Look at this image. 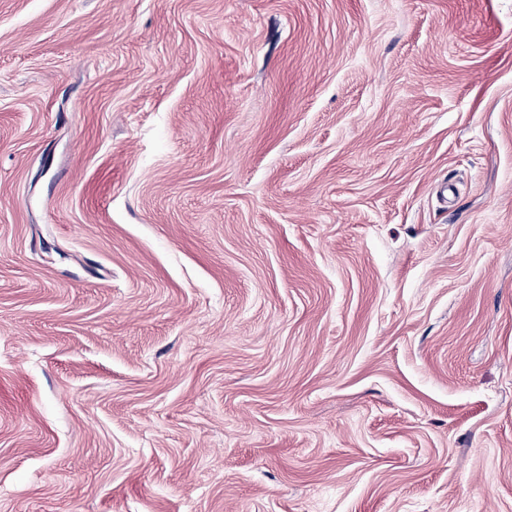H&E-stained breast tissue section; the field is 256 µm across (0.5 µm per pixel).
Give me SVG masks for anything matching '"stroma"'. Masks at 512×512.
I'll use <instances>...</instances> for the list:
<instances>
[{"mask_svg": "<svg viewBox=\"0 0 512 512\" xmlns=\"http://www.w3.org/2000/svg\"><path fill=\"white\" fill-rule=\"evenodd\" d=\"M0 512H512V0H0Z\"/></svg>", "mask_w": 512, "mask_h": 512, "instance_id": "35a3bbf8", "label": "stroma"}]
</instances>
